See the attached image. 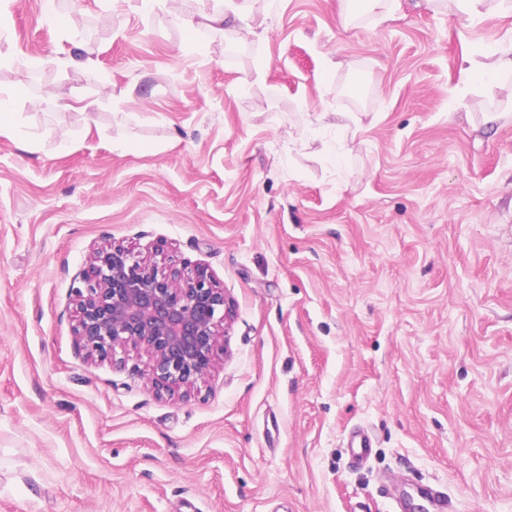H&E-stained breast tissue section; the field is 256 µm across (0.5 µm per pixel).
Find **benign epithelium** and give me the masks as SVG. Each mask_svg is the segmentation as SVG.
<instances>
[{
    "mask_svg": "<svg viewBox=\"0 0 512 512\" xmlns=\"http://www.w3.org/2000/svg\"><path fill=\"white\" fill-rule=\"evenodd\" d=\"M81 283L74 288L76 334L88 356L111 359L118 348L140 347L151 358L153 390L184 397L214 368L228 307L205 272H161L112 244L93 250Z\"/></svg>",
    "mask_w": 512,
    "mask_h": 512,
    "instance_id": "7a95c632",
    "label": "benign epithelium"
}]
</instances>
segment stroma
<instances>
[{
	"instance_id": "obj_1",
	"label": "stroma",
	"mask_w": 512,
	"mask_h": 512,
	"mask_svg": "<svg viewBox=\"0 0 512 512\" xmlns=\"http://www.w3.org/2000/svg\"><path fill=\"white\" fill-rule=\"evenodd\" d=\"M57 3L71 33L0 0V86L21 91L0 134V512H393L385 485L405 512L424 485L447 512H512V88L463 63L512 42V5L397 0L344 28L340 0H245L250 28L195 0ZM34 71L61 98L39 106ZM112 243L223 288L190 397L156 394L142 349L78 345L72 289ZM346 448H349L352 463L356 466H363L371 458L373 441L367 431H354L349 436Z\"/></svg>"
}]
</instances>
